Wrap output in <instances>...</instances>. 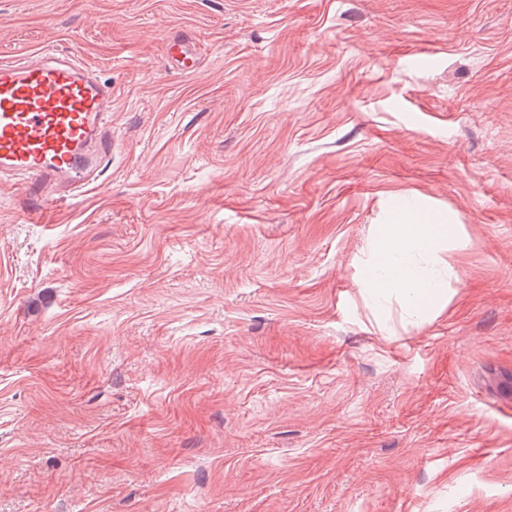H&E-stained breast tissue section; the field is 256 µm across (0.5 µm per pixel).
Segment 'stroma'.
I'll return each instance as SVG.
<instances>
[{
	"mask_svg": "<svg viewBox=\"0 0 512 512\" xmlns=\"http://www.w3.org/2000/svg\"><path fill=\"white\" fill-rule=\"evenodd\" d=\"M48 42L114 147L0 178V512H512V0H0V59ZM395 197L465 243L382 328ZM165 54L169 61L184 74H194L199 65L198 58L190 48L187 39L182 36H170L164 39Z\"/></svg>",
	"mask_w": 512,
	"mask_h": 512,
	"instance_id": "obj_1",
	"label": "stroma"
}]
</instances>
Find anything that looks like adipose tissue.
I'll use <instances>...</instances> for the list:
<instances>
[{"label":"adipose tissue","instance_id":"obj_1","mask_svg":"<svg viewBox=\"0 0 512 512\" xmlns=\"http://www.w3.org/2000/svg\"><path fill=\"white\" fill-rule=\"evenodd\" d=\"M454 219H423L411 200L394 207L386 223L366 241L359 293L371 308L390 296L401 301L406 320L424 322L439 316L448 305L452 267L444 255L457 242Z\"/></svg>","mask_w":512,"mask_h":512}]
</instances>
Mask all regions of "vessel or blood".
<instances>
[{"label":"vessel or blood","mask_w":512,"mask_h":512,"mask_svg":"<svg viewBox=\"0 0 512 512\" xmlns=\"http://www.w3.org/2000/svg\"><path fill=\"white\" fill-rule=\"evenodd\" d=\"M169 61L197 70L187 39L164 40ZM112 158V85L76 54L46 47L0 62V174H21L67 202L97 183Z\"/></svg>","instance_id":"1"}]
</instances>
